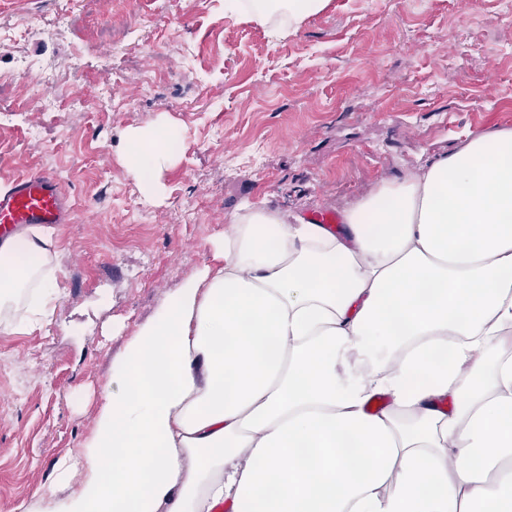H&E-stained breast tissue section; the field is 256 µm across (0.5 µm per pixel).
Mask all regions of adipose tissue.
<instances>
[{
	"instance_id": "adipose-tissue-1",
	"label": "adipose tissue",
	"mask_w": 512,
	"mask_h": 512,
	"mask_svg": "<svg viewBox=\"0 0 512 512\" xmlns=\"http://www.w3.org/2000/svg\"><path fill=\"white\" fill-rule=\"evenodd\" d=\"M333 0H225L298 26ZM132 130L153 189L182 149ZM41 227L0 245V329L58 295ZM112 373L57 512H512V128L469 133L322 225L247 208Z\"/></svg>"
}]
</instances>
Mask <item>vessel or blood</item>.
Returning <instances> with one entry per match:
<instances>
[{
    "label": "vessel or blood",
    "instance_id": "vessel-or-blood-1",
    "mask_svg": "<svg viewBox=\"0 0 512 512\" xmlns=\"http://www.w3.org/2000/svg\"><path fill=\"white\" fill-rule=\"evenodd\" d=\"M72 205L57 176L34 171L0 192V243L29 227L66 224Z\"/></svg>",
    "mask_w": 512,
    "mask_h": 512
}]
</instances>
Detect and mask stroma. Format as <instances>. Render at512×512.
I'll return each instance as SVG.
<instances>
[{"label":"stroma","instance_id":"1","mask_svg":"<svg viewBox=\"0 0 512 512\" xmlns=\"http://www.w3.org/2000/svg\"><path fill=\"white\" fill-rule=\"evenodd\" d=\"M0 74V188L48 170L74 206L47 321L24 298L0 330V512L65 497L54 463L85 446L116 359L244 204L340 212L512 127L500 0H333L277 36L224 0H0ZM160 124L184 148L149 193L126 136Z\"/></svg>","mask_w":512,"mask_h":512}]
</instances>
